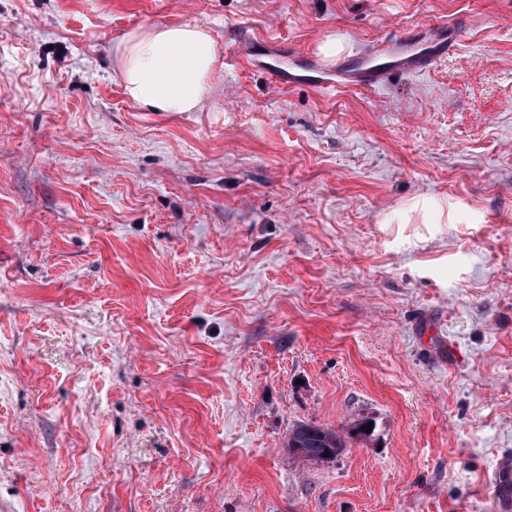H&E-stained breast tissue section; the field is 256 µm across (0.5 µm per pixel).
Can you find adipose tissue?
<instances>
[{
	"instance_id": "ef3b65f1",
	"label": "adipose tissue",
	"mask_w": 512,
	"mask_h": 512,
	"mask_svg": "<svg viewBox=\"0 0 512 512\" xmlns=\"http://www.w3.org/2000/svg\"><path fill=\"white\" fill-rule=\"evenodd\" d=\"M115 52L125 95L147 112L195 111L221 66L210 30L194 21L127 33Z\"/></svg>"
}]
</instances>
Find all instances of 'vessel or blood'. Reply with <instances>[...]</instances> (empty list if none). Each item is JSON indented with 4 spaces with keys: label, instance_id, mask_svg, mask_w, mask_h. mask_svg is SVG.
Returning a JSON list of instances; mask_svg holds the SVG:
<instances>
[{
    "label": "vessel or blood",
    "instance_id": "1",
    "mask_svg": "<svg viewBox=\"0 0 512 512\" xmlns=\"http://www.w3.org/2000/svg\"><path fill=\"white\" fill-rule=\"evenodd\" d=\"M437 37L427 43L397 42L387 48L375 46L360 51L344 81L322 78V66L317 59H309L305 73L296 74L273 65L267 70L271 81L283 88L298 84H313L323 90L374 89L384 84L394 72L419 73L431 69L443 56L453 52L459 42L454 23L433 25ZM494 512H512V464L502 466L488 491Z\"/></svg>",
    "mask_w": 512,
    "mask_h": 512
}]
</instances>
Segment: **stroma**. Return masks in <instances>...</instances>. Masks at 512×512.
I'll use <instances>...</instances> for the list:
<instances>
[{
  "mask_svg": "<svg viewBox=\"0 0 512 512\" xmlns=\"http://www.w3.org/2000/svg\"><path fill=\"white\" fill-rule=\"evenodd\" d=\"M450 19L378 89L263 70ZM184 21L212 93L142 111L116 43ZM506 456L512 0H0V512H490ZM291 440L300 444V447L288 448L289 451L298 456L305 455L303 448L314 455L322 453L324 448H336L337 455L339 454V448H346L347 446L346 439L339 436L336 430L312 421H302L293 425L288 430L287 444Z\"/></svg>",
  "mask_w": 512,
  "mask_h": 512,
  "instance_id": "obj_1",
  "label": "stroma"
}]
</instances>
